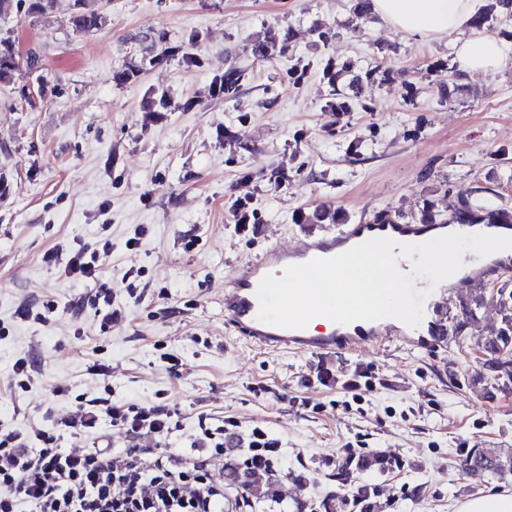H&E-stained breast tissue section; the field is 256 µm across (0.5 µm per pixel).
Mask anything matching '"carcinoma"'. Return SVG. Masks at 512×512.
<instances>
[{"mask_svg":"<svg viewBox=\"0 0 512 512\" xmlns=\"http://www.w3.org/2000/svg\"><path fill=\"white\" fill-rule=\"evenodd\" d=\"M55 0H0V13L12 10L25 11L29 16L43 14L54 7ZM501 14H512V0H487L481 11L475 16L472 26L476 29L494 21ZM102 17L95 13L76 14L72 25L78 32H91L101 25ZM291 39L290 33H275L268 40L259 44L256 53L262 57L271 56L285 50ZM25 66L30 72L34 65L28 58L20 57L15 45L8 39H0V84H10L14 81L16 71ZM353 65L350 63L331 64L328 67L334 105L341 112L350 111L349 97L340 89L341 81L351 74ZM418 221L422 224H512V210L504 207L478 205L472 198L466 196L458 199V206L451 218H443L441 214L426 206L423 208ZM344 223L342 215L329 208H317L312 214L304 217L306 224ZM493 304L499 312L500 320L488 329L481 339L483 354L482 368L476 376V381L485 383L486 394L494 396V392L512 390V373L500 375L497 367L506 357H512V284L506 282L496 289V292L485 298L471 297L461 301L460 318L456 328L475 329L478 324L477 311L486 304ZM465 473L474 476L492 475L503 478L512 476V448H465L462 450ZM396 467V462L382 454H354L342 461L337 472L332 474L336 482L343 484L350 481L355 474L365 475L370 471L388 472ZM224 482L236 487L238 496L246 502V506L254 509L261 500H272L277 497V482L269 481L264 485L255 482H239L243 474V464L234 456H229L224 464ZM372 495V484L366 480L359 482L354 491L347 495L331 491L322 500L320 507L324 512H354L362 509Z\"/></svg>","mask_w":512,"mask_h":512,"instance_id":"cac0c4a2","label":"carcinoma"}]
</instances>
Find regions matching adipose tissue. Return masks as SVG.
<instances>
[{
  "instance_id": "obj_1",
  "label": "adipose tissue",
  "mask_w": 512,
  "mask_h": 512,
  "mask_svg": "<svg viewBox=\"0 0 512 512\" xmlns=\"http://www.w3.org/2000/svg\"><path fill=\"white\" fill-rule=\"evenodd\" d=\"M480 0H372L371 8L394 29L433 40L452 38L455 60L468 74L512 65V53L482 36L461 38L477 13Z\"/></svg>"
}]
</instances>
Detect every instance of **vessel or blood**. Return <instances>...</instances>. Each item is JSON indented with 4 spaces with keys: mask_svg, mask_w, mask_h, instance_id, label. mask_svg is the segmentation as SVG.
Instances as JSON below:
<instances>
[{
    "mask_svg": "<svg viewBox=\"0 0 512 512\" xmlns=\"http://www.w3.org/2000/svg\"><path fill=\"white\" fill-rule=\"evenodd\" d=\"M429 227L425 224H343L336 231L311 236L293 249L272 247L257 258L240 266L224 283V316L230 325L250 343L276 352L317 353L336 349L372 348L387 342H398L421 352H430L448 339L446 310L453 304L459 288L469 283L487 282L499 274V261L479 257L464 261L465 271L453 276L447 287L434 289L424 303L425 336L415 338L407 333L400 320L380 319L363 329L348 324H334L329 333L316 335L309 329H286L262 323L257 318L258 284L266 274L282 277L287 266L302 264L314 258H331L372 238L395 235L413 243L423 242Z\"/></svg>",
    "mask_w": 512,
    "mask_h": 512,
    "instance_id": "vessel-or-blood-1",
    "label": "vessel or blood"
}]
</instances>
